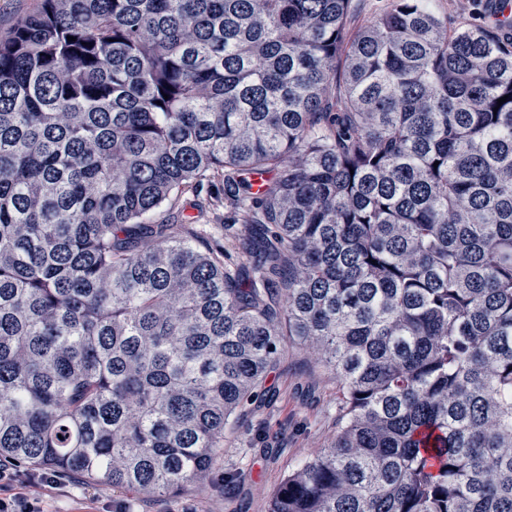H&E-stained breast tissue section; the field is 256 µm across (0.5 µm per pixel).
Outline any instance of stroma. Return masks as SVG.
Listing matches in <instances>:
<instances>
[{
  "label": "stroma",
  "mask_w": 512,
  "mask_h": 512,
  "mask_svg": "<svg viewBox=\"0 0 512 512\" xmlns=\"http://www.w3.org/2000/svg\"><path fill=\"white\" fill-rule=\"evenodd\" d=\"M452 23L491 24V0H426ZM237 427L224 436L221 458L209 479L157 498L59 478L38 488L45 512H268L269 499L288 473L323 448L339 423L342 388L302 346L289 344L280 365L258 389Z\"/></svg>",
  "instance_id": "stroma-1"
}]
</instances>
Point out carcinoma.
I'll list each match as a JSON object with an SVG mask.
<instances>
[{
	"label": "carcinoma",
	"instance_id": "1",
	"mask_svg": "<svg viewBox=\"0 0 512 512\" xmlns=\"http://www.w3.org/2000/svg\"><path fill=\"white\" fill-rule=\"evenodd\" d=\"M354 13L41 0L0 35V460L203 482L291 340L342 416L269 512H512V19ZM205 178L236 264L182 219Z\"/></svg>",
	"mask_w": 512,
	"mask_h": 512
}]
</instances>
